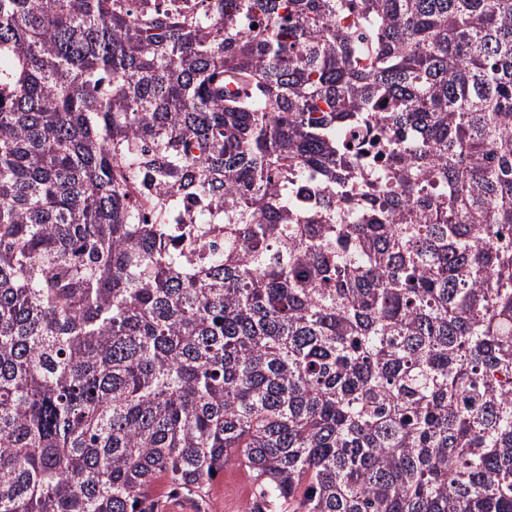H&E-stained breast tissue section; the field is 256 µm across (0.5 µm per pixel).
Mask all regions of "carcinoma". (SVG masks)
<instances>
[{
    "instance_id": "obj_1",
    "label": "carcinoma",
    "mask_w": 512,
    "mask_h": 512,
    "mask_svg": "<svg viewBox=\"0 0 512 512\" xmlns=\"http://www.w3.org/2000/svg\"><path fill=\"white\" fill-rule=\"evenodd\" d=\"M206 2L0 0V512H512V0ZM248 492L251 494L249 479L242 469L229 467L224 469L212 487L206 512H246L249 499L243 500L238 509L239 499Z\"/></svg>"
}]
</instances>
